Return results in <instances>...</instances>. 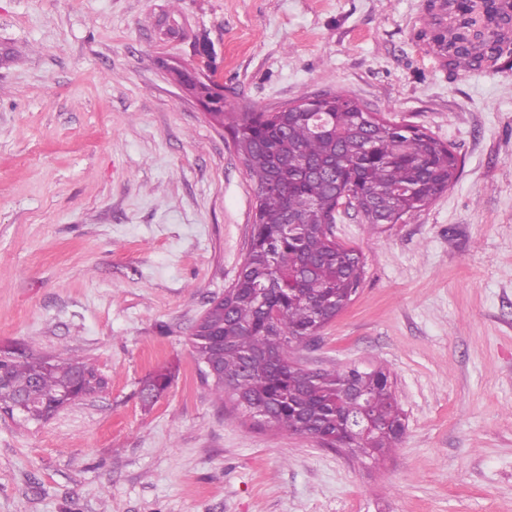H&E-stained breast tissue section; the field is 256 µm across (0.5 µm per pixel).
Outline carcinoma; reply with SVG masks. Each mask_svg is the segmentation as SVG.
I'll list each match as a JSON object with an SVG mask.
<instances>
[{
  "instance_id": "cac0c4a2",
  "label": "carcinoma",
  "mask_w": 512,
  "mask_h": 512,
  "mask_svg": "<svg viewBox=\"0 0 512 512\" xmlns=\"http://www.w3.org/2000/svg\"><path fill=\"white\" fill-rule=\"evenodd\" d=\"M448 24L421 37L455 69L500 61L512 65V0H445ZM304 112H240L230 129L254 182L256 213L237 279L212 301L190 336L199 369L219 363L215 393L261 424L330 438L354 457L398 447L402 413L390 373L358 365L310 369L291 361L357 294L362 253L331 232L340 204L363 207L381 226L427 207L458 178L453 149L425 130L383 117L367 120L340 93L303 96ZM336 164L327 187L300 178L305 163ZM9 386L31 396L26 417L41 421L60 405L63 388L80 397L101 392L94 366L71 356L0 350ZM347 390L357 402L346 400Z\"/></svg>"
}]
</instances>
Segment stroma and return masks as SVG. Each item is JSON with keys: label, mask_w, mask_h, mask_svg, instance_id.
<instances>
[{"label": "stroma", "mask_w": 512, "mask_h": 512, "mask_svg": "<svg viewBox=\"0 0 512 512\" xmlns=\"http://www.w3.org/2000/svg\"><path fill=\"white\" fill-rule=\"evenodd\" d=\"M427 0H0V349L105 389L0 415V512H512V69L449 70ZM224 109L323 92L452 146L457 181L381 228L339 210L353 301L297 354L390 371L399 448L351 462L215 400L188 341L236 279L255 187ZM170 370L153 401L147 377Z\"/></svg>", "instance_id": "1"}]
</instances>
